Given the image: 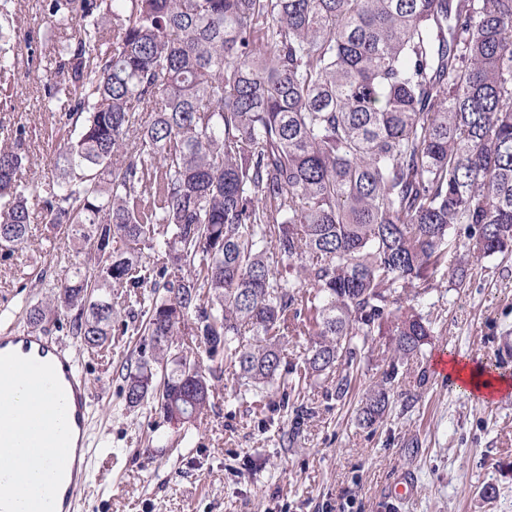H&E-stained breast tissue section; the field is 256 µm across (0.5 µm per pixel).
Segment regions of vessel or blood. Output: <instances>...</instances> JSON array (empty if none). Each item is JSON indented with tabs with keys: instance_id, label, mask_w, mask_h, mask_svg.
Masks as SVG:
<instances>
[{
	"instance_id": "b4317fda",
	"label": "vessel or blood",
	"mask_w": 512,
	"mask_h": 512,
	"mask_svg": "<svg viewBox=\"0 0 512 512\" xmlns=\"http://www.w3.org/2000/svg\"><path fill=\"white\" fill-rule=\"evenodd\" d=\"M0 387L25 406L0 407V446L28 458L0 470V512H74L89 482L92 396L78 358L45 334L0 332Z\"/></svg>"
}]
</instances>
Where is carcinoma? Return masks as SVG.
Returning <instances> with one entry per match:
<instances>
[{
  "label": "carcinoma",
  "mask_w": 512,
  "mask_h": 512,
  "mask_svg": "<svg viewBox=\"0 0 512 512\" xmlns=\"http://www.w3.org/2000/svg\"><path fill=\"white\" fill-rule=\"evenodd\" d=\"M0 0V73L18 68ZM76 28L40 52L44 108L74 137L43 188L75 252L52 305L90 352L143 309L124 366L187 432L210 378L274 394L295 419L319 380L342 401L375 336L392 357L358 409L390 411L399 363L433 336L412 305L448 254L512 253V0H40ZM25 128L0 146V256L34 216ZM466 225L465 240L451 237ZM163 279L159 283L156 278ZM153 288L146 289L148 283ZM188 336L196 348L177 341ZM310 339L301 363L288 339Z\"/></svg>",
  "instance_id": "carcinoma-1"
}]
</instances>
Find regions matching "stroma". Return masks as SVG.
Listing matches in <instances>:
<instances>
[{"label":"stroma","mask_w":512,"mask_h":512,"mask_svg":"<svg viewBox=\"0 0 512 512\" xmlns=\"http://www.w3.org/2000/svg\"><path fill=\"white\" fill-rule=\"evenodd\" d=\"M17 9L24 20L20 65L0 81L14 107L0 109V124L25 128L28 199L38 215L24 247L0 257V306L19 308L48 302L73 261L39 216L40 184L71 131L44 112L47 73L30 50L72 40L75 31L44 19L37 0H19ZM415 307L433 320L434 334L401 368L389 414L370 428L355 416L388 356L383 336L369 342L345 402L327 399L323 383H312L306 397L314 414L298 422L269 399H234L224 372L186 433L152 405L124 407L120 369L137 356L136 329L113 330L109 346L91 353L66 319L46 321L44 333L77 355L92 393L91 484L75 512H512V394L485 404L432 368L447 350L512 378V255L480 258L460 282L436 275L434 290ZM405 472L416 491L396 509L387 485Z\"/></svg>","instance_id":"1"}]
</instances>
